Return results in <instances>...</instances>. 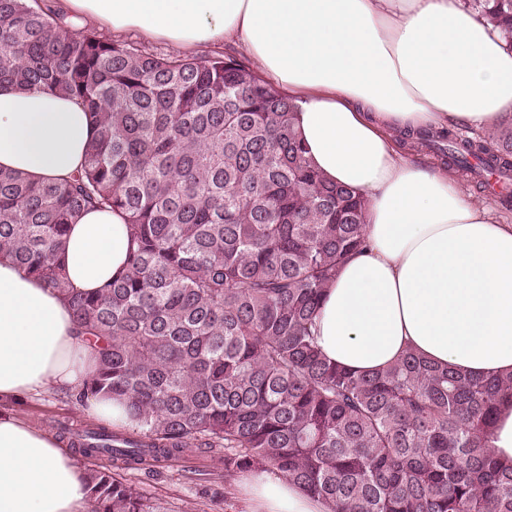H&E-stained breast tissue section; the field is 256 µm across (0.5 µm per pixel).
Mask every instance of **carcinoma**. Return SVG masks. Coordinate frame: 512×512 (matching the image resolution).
Listing matches in <instances>:
<instances>
[{
    "label": "carcinoma",
    "instance_id": "carcinoma-1",
    "mask_svg": "<svg viewBox=\"0 0 512 512\" xmlns=\"http://www.w3.org/2000/svg\"><path fill=\"white\" fill-rule=\"evenodd\" d=\"M512 49V0H465ZM0 84L78 101L96 132L72 179L0 169V255L56 289L97 347L75 391L125 405L130 428L70 433L86 457L133 467L224 449V476L276 468L330 512H512V464L489 445L512 375L475 378L409 351L386 370L329 362L311 332L324 289L364 247L367 202L305 157L297 106L243 61L158 55L75 25L44 0H0ZM451 165L512 185V122L491 143L451 130ZM128 216L124 273L68 287V229ZM89 512H165L108 470Z\"/></svg>",
    "mask_w": 512,
    "mask_h": 512
}]
</instances>
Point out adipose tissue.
Returning <instances> with one entry per match:
<instances>
[{"label":"adipose tissue","instance_id":"adipose-tissue-1","mask_svg":"<svg viewBox=\"0 0 512 512\" xmlns=\"http://www.w3.org/2000/svg\"><path fill=\"white\" fill-rule=\"evenodd\" d=\"M77 20L182 51L230 43L298 106L306 156L368 200L364 250L325 291L313 333L356 373L408 349L478 377L512 374V222L474 205L447 169L394 140L512 120V50L462 0H65ZM95 132L75 99L0 86V168L34 181L80 171ZM127 216L91 210L69 232L70 285L92 292L125 269ZM95 353L71 309L0 256V512H87L86 476L50 434L5 410L75 389ZM248 512H329L276 470L240 479Z\"/></svg>","mask_w":512,"mask_h":512}]
</instances>
